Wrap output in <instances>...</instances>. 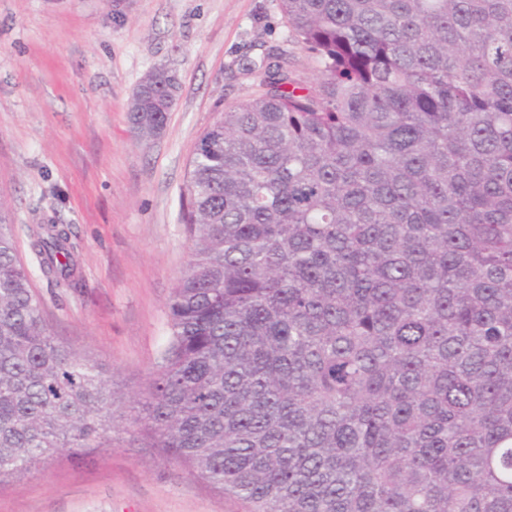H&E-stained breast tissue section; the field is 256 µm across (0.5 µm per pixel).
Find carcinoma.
<instances>
[{
  "mask_svg": "<svg viewBox=\"0 0 512 512\" xmlns=\"http://www.w3.org/2000/svg\"><path fill=\"white\" fill-rule=\"evenodd\" d=\"M200 135L191 260L130 424L246 512H512V0H280ZM129 109L160 131L179 84ZM67 224L30 247L76 288ZM112 378L51 336L0 203V480L90 448Z\"/></svg>",
  "mask_w": 512,
  "mask_h": 512,
  "instance_id": "obj_1",
  "label": "carcinoma"
}]
</instances>
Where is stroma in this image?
<instances>
[{
    "instance_id": "1",
    "label": "stroma",
    "mask_w": 512,
    "mask_h": 512,
    "mask_svg": "<svg viewBox=\"0 0 512 512\" xmlns=\"http://www.w3.org/2000/svg\"><path fill=\"white\" fill-rule=\"evenodd\" d=\"M277 50L296 78L316 65L279 0H0V203L52 336L97 361L120 392L92 447L0 481V512H244L240 502L144 447L124 419L169 335L168 302L191 258L181 189L202 132L251 99L247 61ZM180 89L142 137L133 90L153 68ZM70 225L81 285L42 274L28 228Z\"/></svg>"
}]
</instances>
